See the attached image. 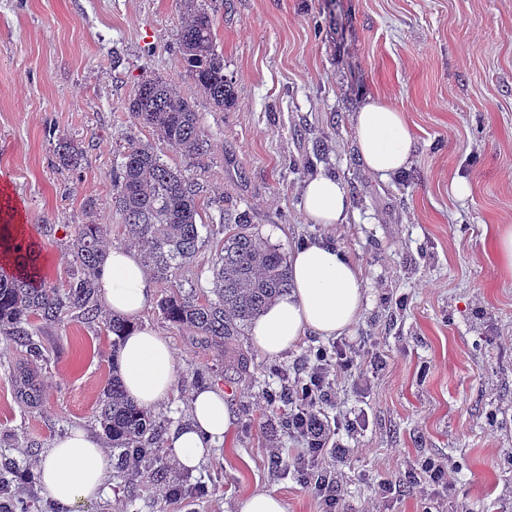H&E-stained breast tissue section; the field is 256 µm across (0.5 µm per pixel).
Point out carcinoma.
Listing matches in <instances>:
<instances>
[{
    "label": "carcinoma",
    "instance_id": "1",
    "mask_svg": "<svg viewBox=\"0 0 512 512\" xmlns=\"http://www.w3.org/2000/svg\"><path fill=\"white\" fill-rule=\"evenodd\" d=\"M181 25L177 43L186 73L218 109L235 105V82L224 73V55L217 51L207 0H178ZM126 109L148 127L157 141L189 161L172 166L153 144L130 138L119 171L112 177V203L125 227V244L136 248L143 263L162 284L169 285L159 300L164 318L186 329L224 359V377L247 373L252 354L239 338L253 321L290 286L282 248L254 231L247 213L230 218L224 240L211 265L209 288H185L177 279L188 271L206 238L201 230L202 174L208 143L198 112L187 98L162 77L137 83ZM84 158L81 143L58 139V166L72 170ZM107 233L100 224H76L71 232V273L64 284L51 283L36 265V243L19 239L11 224L0 223V253L16 263L0 265V335L42 357L33 323L59 324L74 312L97 317V275L106 255ZM98 417L112 448L118 450L117 477L132 465L142 479L167 480L163 448L164 423L150 409L128 398L119 374L112 375L99 401Z\"/></svg>",
    "mask_w": 512,
    "mask_h": 512
}]
</instances>
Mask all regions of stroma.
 <instances>
[{
  "label": "stroma",
  "mask_w": 512,
  "mask_h": 512,
  "mask_svg": "<svg viewBox=\"0 0 512 512\" xmlns=\"http://www.w3.org/2000/svg\"><path fill=\"white\" fill-rule=\"evenodd\" d=\"M177 0H0V197L22 217L51 281L69 270L70 230L106 225L125 239L112 203V171L129 137L153 141L126 103L141 78L159 76L191 99L208 139L202 216L212 232L190 278L208 283L224 238L219 211H248L259 233L285 253L324 238L361 269L367 301L346 340L373 336L386 365L367 387L339 377L329 417L366 414L339 467L343 512H364L379 474L402 482L390 512H432L406 474L424 456L453 465L449 512H512V276L491 248L512 225V0H230L217 5L215 43L235 81L236 104L215 108L188 77L176 48ZM404 112L414 144L401 174H369L353 125L368 99ZM81 141V166L61 170L60 137ZM342 179L345 223L308 222L303 187L312 175ZM466 182L459 197L453 184ZM141 322L168 340L175 389L156 407L181 425L194 373L223 389L235 416L222 447L196 471L174 477L208 486L202 498L167 499L160 486L109 481L105 497L79 512H236L255 490L279 495L287 512H320L289 470H272L270 447L299 441L270 429L282 410H262L282 374L301 368L329 339L301 337L287 353L255 352L245 378L224 379V355L199 347L161 314L154 287ZM45 359L32 369L41 395L23 403L15 386L29 358L0 336V456L23 471L12 492L33 512H55L36 464L52 441L80 426L102 428L96 407L112 376V335L77 314L36 323ZM495 426H488L489 413Z\"/></svg>",
  "instance_id": "obj_1"
}]
</instances>
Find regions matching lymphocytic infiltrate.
<instances>
[{
    "instance_id": "lymphocytic-infiltrate-1",
    "label": "lymphocytic infiltrate",
    "mask_w": 512,
    "mask_h": 512,
    "mask_svg": "<svg viewBox=\"0 0 512 512\" xmlns=\"http://www.w3.org/2000/svg\"><path fill=\"white\" fill-rule=\"evenodd\" d=\"M384 357L365 343L338 341L333 348L318 350L305 375L288 387V432L302 449L289 462L302 481H313L322 512H339L340 488L337 464L347 462L351 451L336 442L338 431L355 433L360 423L346 419L342 428L332 427L324 414L325 404L337 395L338 376L359 375L364 364L382 365Z\"/></svg>"
}]
</instances>
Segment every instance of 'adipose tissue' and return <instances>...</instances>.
<instances>
[{"label": "adipose tissue", "instance_id": "1", "mask_svg": "<svg viewBox=\"0 0 512 512\" xmlns=\"http://www.w3.org/2000/svg\"><path fill=\"white\" fill-rule=\"evenodd\" d=\"M355 140L365 168L389 177L405 170L413 147L404 113L379 99L368 100L357 114ZM305 212L315 224H339L349 208L343 182L316 175L304 187ZM292 286L252 324L251 341L263 354L276 357L294 347L300 336H338L353 326L366 300L360 268L336 245L317 239L293 250L289 260ZM98 296L107 313L127 323L115 354L129 396L152 409L169 400L175 386L176 360L169 342L143 326L141 315L153 296L150 276L136 254L114 246L101 268ZM234 416L223 390L196 388L188 417L168 437L179 468L191 470L222 447ZM103 441L75 427L56 438L37 465L44 489L61 512L98 498L108 469Z\"/></svg>", "mask_w": 512, "mask_h": 512}]
</instances>
